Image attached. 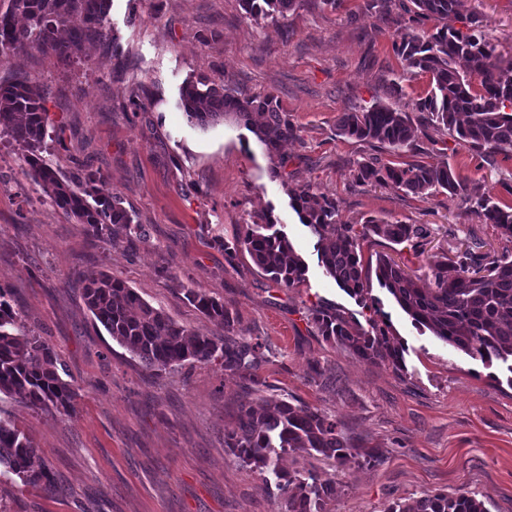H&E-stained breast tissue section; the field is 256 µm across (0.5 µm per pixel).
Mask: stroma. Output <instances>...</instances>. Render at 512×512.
<instances>
[{
	"label": "stroma",
	"mask_w": 512,
	"mask_h": 512,
	"mask_svg": "<svg viewBox=\"0 0 512 512\" xmlns=\"http://www.w3.org/2000/svg\"><path fill=\"white\" fill-rule=\"evenodd\" d=\"M485 32L512 55V0H481ZM116 49L89 48L82 62L15 54L0 80L24 78L48 92L50 138L42 156L60 176L99 174L102 192L135 212L141 240L93 237L57 208L27 173L24 152L0 139V286L21 320L61 354L74 391L68 416L0 398V417L24 430L48 465L53 486L0 483L5 512H286L271 472L239 464L224 446L233 409L249 381L215 365L156 373L94 327L79 278L124 280L174 322L212 336L260 342L254 379L262 394L334 415L359 445L377 447L373 467L338 465L317 454H284L289 470L313 471L341 488L334 512H385L396 500L465 489L489 512H512V387L484 365L418 331L380 286L370 301L339 288L320 266L315 240L291 206L303 183L335 199L337 221L369 217L423 224L425 255L455 257L464 244L512 252L492 225L465 215L460 199L414 197L355 185L357 161L396 166L447 160L470 192L512 204V152L484 154L419 120L412 149L392 153L337 133L342 112L376 103L412 111L428 75L395 97L402 72L393 50L403 27L369 0L336 10L304 8L283 29L247 18L238 0H111ZM228 81L242 97L276 96L297 136L268 154L243 124L206 128L180 102L187 81ZM148 111L133 113V96ZM267 210L308 266L306 282L283 288L248 255L228 260L216 236L232 239ZM197 288L224 301L232 329L205 319L186 299ZM378 301L390 335L406 348V369L371 364L320 335L324 306L363 322ZM322 377H312L310 365Z\"/></svg>",
	"instance_id": "1"
}]
</instances>
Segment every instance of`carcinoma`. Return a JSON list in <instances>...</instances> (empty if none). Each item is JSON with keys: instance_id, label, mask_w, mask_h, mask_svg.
<instances>
[{"instance_id": "obj_1", "label": "carcinoma", "mask_w": 512, "mask_h": 512, "mask_svg": "<svg viewBox=\"0 0 512 512\" xmlns=\"http://www.w3.org/2000/svg\"><path fill=\"white\" fill-rule=\"evenodd\" d=\"M339 0H239L247 17L280 27L288 14L313 4L336 8ZM391 15L398 9L407 16L405 32L393 44L402 63L400 79L429 76L431 89L413 102L429 121L448 131L461 146L512 152V58L502 56L484 31V17L475 9L462 14L464 0H372ZM110 0H8L0 9V63L18 52L35 51L59 58L84 57L86 44L110 46L104 26ZM435 26L426 30V21ZM466 22V29L455 27ZM44 91L20 79L0 80V136L25 150L31 176L54 204L85 224L97 238L145 237L143 225L113 195L96 188L97 174L88 172L61 178L46 164L41 148L46 136ZM182 108L190 121L207 127L227 116L244 122L267 152L296 136L275 96L239 98L229 85L187 82L181 89ZM341 136L377 142L392 152L412 148L416 127L410 113L391 105L343 112L337 121ZM354 180L360 186L390 187L418 197L446 193L469 204L467 212L493 225L512 242V206H501L484 193L472 198L465 180L448 165L420 161L393 166L378 157L357 163ZM292 207L315 237V249L325 273L352 297L371 291L370 264L364 262L363 242L376 235L401 245L419 246L425 233L419 224L370 218L361 228L336 223V201L318 193L311 184L288 189ZM231 260L246 253L253 264L284 288L306 282L307 265L289 240L263 215L243 227L233 242L218 239ZM375 274L398 306L419 330L486 365L497 364L511 373L512 387V254L491 255L467 247L454 260L434 257L427 263V280L410 274L405 265L380 254ZM187 300L209 320L229 327L234 322L224 301L195 288H185ZM86 308L139 364L160 373L185 364H217L224 371L254 381L259 344L210 336L172 321L166 313L143 301L125 282L104 272L82 281ZM313 320L326 340L363 360L396 371L406 368L404 348L379 321L367 326L343 313L319 307ZM59 353L48 341L26 330L10 302V289L0 285V394L18 398L29 408L67 415L73 390ZM236 429L224 435V447L244 466L277 478L286 495L287 512H332L340 489L331 478L312 472L286 471L279 465L284 453H316L342 465L350 459L374 466L381 462L377 448H360L327 413L288 401L244 398L237 404ZM18 478L33 486L51 484L49 469L38 462L33 440L9 419L0 418V478ZM386 512H488L470 491L453 495L428 492L411 501H395Z\"/></svg>"}]
</instances>
